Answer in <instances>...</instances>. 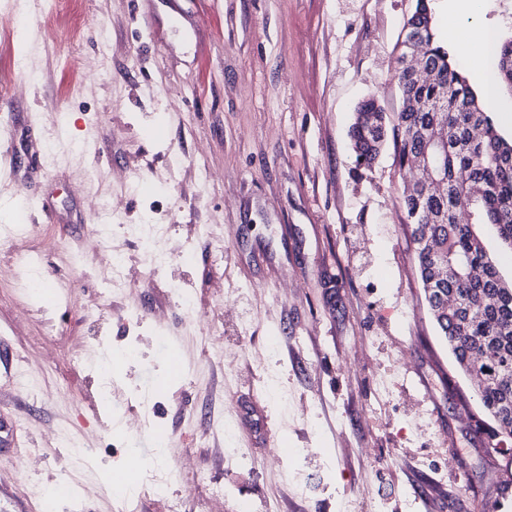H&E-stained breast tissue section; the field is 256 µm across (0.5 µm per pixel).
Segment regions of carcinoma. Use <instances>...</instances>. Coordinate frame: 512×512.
Listing matches in <instances>:
<instances>
[{
	"label": "carcinoma",
	"mask_w": 512,
	"mask_h": 512,
	"mask_svg": "<svg viewBox=\"0 0 512 512\" xmlns=\"http://www.w3.org/2000/svg\"><path fill=\"white\" fill-rule=\"evenodd\" d=\"M430 20L429 0H416L409 25L427 39L433 79L414 83L398 58L394 78L412 106L391 120L374 98H365L349 135L367 166L392 135L400 164L424 180L421 190L403 192L402 203L422 287L432 290L430 315L457 367L473 380L493 432L512 433V280L499 274L480 234V226L493 224L512 249V142L483 111ZM490 50L494 77L512 84V40ZM463 204L466 221L458 214Z\"/></svg>",
	"instance_id": "1"
}]
</instances>
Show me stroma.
I'll use <instances>...</instances> for the list:
<instances>
[{"mask_svg":"<svg viewBox=\"0 0 512 512\" xmlns=\"http://www.w3.org/2000/svg\"><path fill=\"white\" fill-rule=\"evenodd\" d=\"M415 4L76 0L53 14L48 0H0V19H27L24 39L0 45L13 99L0 126L17 141L0 153V348L13 373L41 377L33 393L0 378L17 433L0 494L42 512L67 483L54 512H203L216 482L224 512L269 497L280 512H512V474L424 300L402 207L414 174L391 141L358 165L348 136L363 97L404 108L393 68ZM447 4L432 0L435 27L462 29L473 50L453 59L482 91L493 60L472 54L512 38V0H483L476 19ZM141 224L164 227L159 268ZM31 248L68 306L32 296L15 259ZM104 248L125 254L121 289L99 273ZM209 331L223 360L202 352ZM104 341L137 351L113 370L108 404L88 364ZM271 379L287 409L267 400ZM161 380L177 477L127 500L109 485L130 457L115 429ZM251 397L288 440L270 468L242 417Z\"/></svg>","mask_w":512,"mask_h":512,"instance_id":"stroma-1","label":"stroma"}]
</instances>
